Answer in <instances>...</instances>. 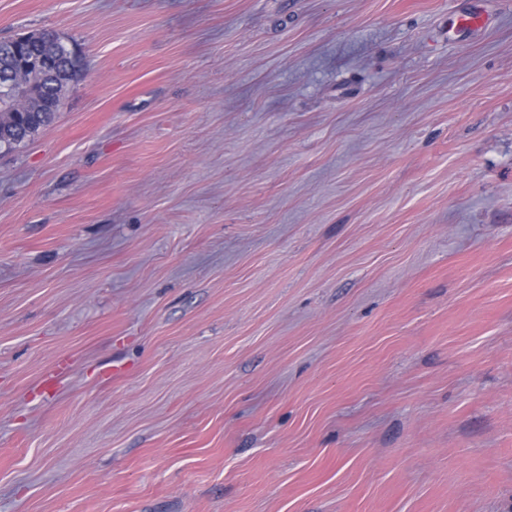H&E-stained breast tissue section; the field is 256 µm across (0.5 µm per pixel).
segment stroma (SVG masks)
I'll return each mask as SVG.
<instances>
[{
  "instance_id": "stroma-1",
  "label": "stroma",
  "mask_w": 512,
  "mask_h": 512,
  "mask_svg": "<svg viewBox=\"0 0 512 512\" xmlns=\"http://www.w3.org/2000/svg\"><path fill=\"white\" fill-rule=\"evenodd\" d=\"M39 29L0 512H512V0H0ZM69 81L67 75L66 62L60 58L57 66L42 84L43 91L38 93L28 101L29 112L12 113L0 109V150L2 147H8V151L13 150V143H21L25 139L34 137L39 130L51 125L57 117L61 103H55L53 108L57 112H50V104L57 97L63 98L69 85L74 82ZM43 95V106L40 111H36L39 107V98Z\"/></svg>"
}]
</instances>
